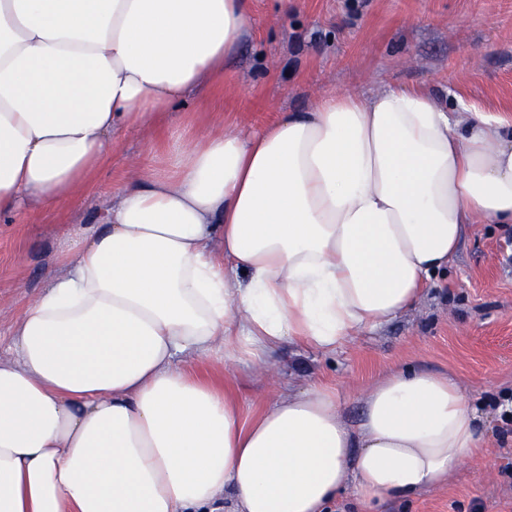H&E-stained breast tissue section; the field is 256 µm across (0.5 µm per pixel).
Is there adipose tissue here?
<instances>
[{"label": "adipose tissue", "instance_id": "1", "mask_svg": "<svg viewBox=\"0 0 512 512\" xmlns=\"http://www.w3.org/2000/svg\"><path fill=\"white\" fill-rule=\"evenodd\" d=\"M251 0H0V215L61 206L120 137L224 77ZM512 224V124L425 90L331 92L200 130L132 175L0 358V512H325L443 483L485 446L444 373L394 371L357 428L335 386L253 417L189 367L331 353L413 306L476 219Z\"/></svg>", "mask_w": 512, "mask_h": 512}]
</instances>
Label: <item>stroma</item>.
<instances>
[{
  "label": "stroma",
  "mask_w": 512,
  "mask_h": 512,
  "mask_svg": "<svg viewBox=\"0 0 512 512\" xmlns=\"http://www.w3.org/2000/svg\"><path fill=\"white\" fill-rule=\"evenodd\" d=\"M253 25L224 80L204 81L156 127L110 146L102 167L57 209L0 218V336L46 284L63 238L94 224L141 167L164 164L195 132L222 120L244 128L306 108L329 92L369 95L423 86L512 123V0H251ZM262 376L214 356L202 373L237 390L245 415L285 384L320 380L357 424L368 388L401 367L448 373L472 405L512 394V226L469 225L447 272L394 321L360 331L335 353L289 345ZM492 426L486 457L464 460L446 483L386 502L381 512H512V439Z\"/></svg>",
  "instance_id": "obj_1"
}]
</instances>
